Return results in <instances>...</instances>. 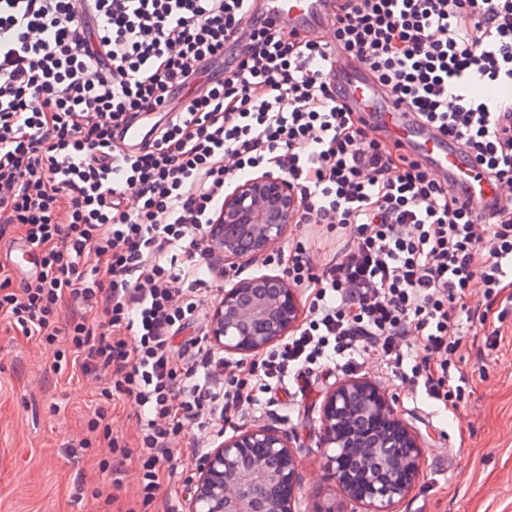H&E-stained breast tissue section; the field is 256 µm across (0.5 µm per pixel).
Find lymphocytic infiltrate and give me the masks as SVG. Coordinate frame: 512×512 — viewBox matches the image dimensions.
I'll return each instance as SVG.
<instances>
[{"instance_id":"obj_1","label":"lymphocytic infiltrate","mask_w":512,"mask_h":512,"mask_svg":"<svg viewBox=\"0 0 512 512\" xmlns=\"http://www.w3.org/2000/svg\"><path fill=\"white\" fill-rule=\"evenodd\" d=\"M339 51L474 156L501 205L476 215L351 111ZM477 77L501 95L474 96ZM155 112L140 147L118 140ZM263 169L287 175L298 223L338 237L319 270L289 250V282L314 293L307 320L244 379L202 329L207 242L225 187ZM18 239L37 269L17 289L0 260V315L102 383L78 448L104 443L101 467L120 470L112 403L143 410L126 512H151L180 434L239 412L251 382L269 392L373 353L457 409L452 357L486 320L469 296L512 303V0H339L322 37L284 32L254 0H0V243ZM413 343L425 355L408 366Z\"/></svg>"}]
</instances>
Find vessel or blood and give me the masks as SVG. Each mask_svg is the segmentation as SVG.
<instances>
[{
	"instance_id": "1",
	"label": "vessel or blood",
	"mask_w": 512,
	"mask_h": 512,
	"mask_svg": "<svg viewBox=\"0 0 512 512\" xmlns=\"http://www.w3.org/2000/svg\"><path fill=\"white\" fill-rule=\"evenodd\" d=\"M335 10L336 0H265L264 14L270 21L286 22L298 30L326 23ZM335 70L349 106L369 123L384 125L410 156L452 184L475 212L485 211L499 199L498 186L484 175L475 158L466 156L436 128L416 123L406 107L380 92L362 66L340 54Z\"/></svg>"
}]
</instances>
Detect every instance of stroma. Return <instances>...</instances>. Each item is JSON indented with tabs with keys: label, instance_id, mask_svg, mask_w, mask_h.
I'll return each mask as SVG.
<instances>
[{
	"label": "stroma",
	"instance_id": "1",
	"mask_svg": "<svg viewBox=\"0 0 512 512\" xmlns=\"http://www.w3.org/2000/svg\"><path fill=\"white\" fill-rule=\"evenodd\" d=\"M327 231L319 224H294L268 253L240 266L236 277L279 274L283 255L296 243L308 247L322 265ZM499 328L496 346L484 334L466 332L454 357L468 380L456 413L392 377L373 356L362 357L357 376L377 384L391 397L397 413L417 431L425 450L423 473L397 512H512V314L489 317ZM52 349L13 331L0 318V512H103L93 489L112 495V512H125L137 485L138 464L127 459L121 475L101 468L105 451L74 450L85 416L94 409L99 383L93 378L56 371ZM347 372L313 371L306 391L292 382L276 395L258 394L244 414L225 420L223 433L195 437L186 433L166 468L155 512H186L189 481L198 462L197 441L214 447L221 437L246 426L288 431L302 460L298 512H312L317 498L336 500L341 512H357L330 478L320 451V417L327 393L347 380Z\"/></svg>",
	"mask_w": 512,
	"mask_h": 512
}]
</instances>
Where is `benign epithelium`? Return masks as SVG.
Returning <instances> with one entry per match:
<instances>
[{"label":"benign epithelium","mask_w":512,"mask_h":512,"mask_svg":"<svg viewBox=\"0 0 512 512\" xmlns=\"http://www.w3.org/2000/svg\"><path fill=\"white\" fill-rule=\"evenodd\" d=\"M297 210L288 177L256 172L224 195L209 237L233 266L282 241ZM298 319V293L288 280L252 276L224 289L210 315V340L226 354L252 355L284 339ZM321 439L332 478L362 512H394L424 466L420 435L364 378L328 392ZM300 484L299 452L291 436L269 427H246L204 454L187 512H295Z\"/></svg>","instance_id":"7a95c632"}]
</instances>
